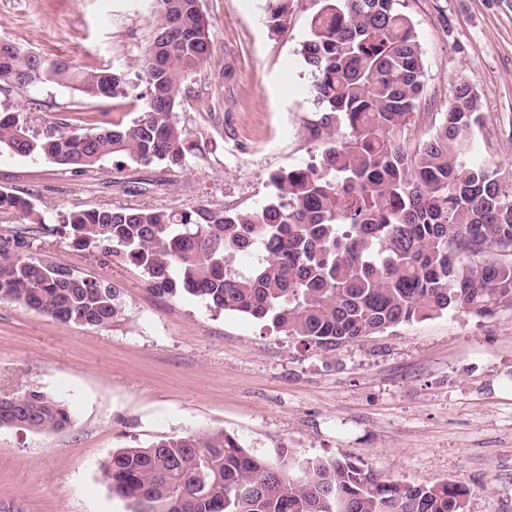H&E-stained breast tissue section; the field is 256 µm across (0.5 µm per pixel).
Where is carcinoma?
<instances>
[{"label": "carcinoma", "instance_id": "carcinoma-1", "mask_svg": "<svg viewBox=\"0 0 512 512\" xmlns=\"http://www.w3.org/2000/svg\"><path fill=\"white\" fill-rule=\"evenodd\" d=\"M297 0H265L269 27ZM300 54L319 118L308 126L319 161L273 175L258 210L150 207L74 209L46 226L27 198L0 189V213L140 269L152 289L271 322L324 350L444 313L512 311V172L482 160L473 138L484 113L476 91L455 85L430 138L411 144L424 90L422 50L401 0H312ZM152 43L125 69L74 70L64 60L0 39V89L57 85L99 100H132L131 123L32 134L0 112V147L82 174L108 158L185 167L192 151L176 109L213 45L200 0H149ZM347 133L337 134L340 129ZM21 234L0 237V302L65 324L105 328L120 289L36 255ZM248 251L256 261L235 266ZM0 404V427L47 432L71 417L40 391ZM131 512H465L454 481L410 486L378 479L349 458H309L283 445L273 459L222 430L120 448L102 465Z\"/></svg>", "mask_w": 512, "mask_h": 512}]
</instances>
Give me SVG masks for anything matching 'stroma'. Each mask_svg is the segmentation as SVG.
Returning a JSON list of instances; mask_svg holds the SVG:
<instances>
[{
    "mask_svg": "<svg viewBox=\"0 0 512 512\" xmlns=\"http://www.w3.org/2000/svg\"><path fill=\"white\" fill-rule=\"evenodd\" d=\"M423 53L425 90L412 138L430 137L455 84L480 95L481 151L512 167V0H403ZM213 54L176 118L194 149L183 170L107 160L75 176L0 147V188L46 217L72 209L226 211L266 205L280 170L317 144L311 77L300 54L311 0L271 30L265 0H201ZM153 23L134 0H0V37L74 67L134 65ZM37 133L85 116L131 122L132 104L64 87L0 90V110ZM45 262L116 284L124 306L106 328L64 324L0 302V395L42 390L71 422L50 432L0 428V500L23 512H128L100 465L116 449L198 431L233 435L255 455L288 445L343 457L405 484L455 481L466 512H512V313L404 323L323 350L198 298L153 290L131 265L41 234Z\"/></svg>",
    "mask_w": 512,
    "mask_h": 512,
    "instance_id": "35a3bbf8",
    "label": "stroma"
}]
</instances>
